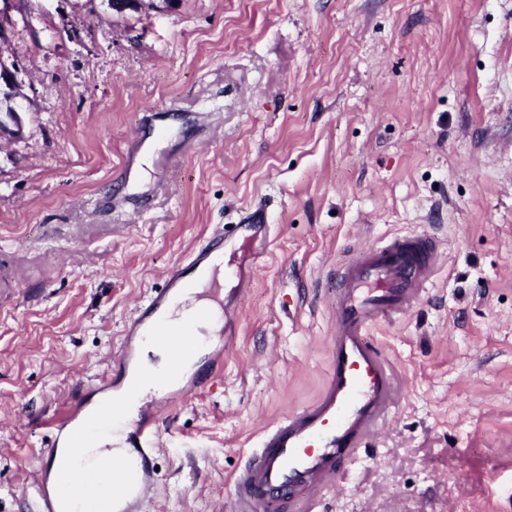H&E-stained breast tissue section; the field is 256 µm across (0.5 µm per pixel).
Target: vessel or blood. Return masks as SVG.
<instances>
[{
	"instance_id": "vessel-or-blood-1",
	"label": "vessel or blood",
	"mask_w": 512,
	"mask_h": 512,
	"mask_svg": "<svg viewBox=\"0 0 512 512\" xmlns=\"http://www.w3.org/2000/svg\"><path fill=\"white\" fill-rule=\"evenodd\" d=\"M228 237V232L216 230L197 252L164 268L162 287L137 307L128 335L166 341L174 358L185 356L192 347L193 325L175 333L165 325L176 295L217 262L235 273L239 295H246L251 284L249 275L235 270L224 252ZM446 256L444 243L436 237L393 234L358 246L355 258L333 271L336 331L327 346L325 382L314 401L263 429L245 462L230 474L236 512H315L325 493L344 484L349 465L388 422L402 391L401 378L372 330L411 311ZM134 382L174 386L184 398L198 391L197 385L181 383L176 375L145 369L137 371ZM83 410L81 399L68 402L52 421L56 432L83 438L101 431L126 433L137 458L121 485L104 478L90 486L78 461L53 474L57 449H43L44 464L32 482L36 512H138L154 475L162 413L128 423L109 405L90 420L84 419Z\"/></svg>"
}]
</instances>
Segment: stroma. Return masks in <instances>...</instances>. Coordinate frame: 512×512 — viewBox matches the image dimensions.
I'll list each match as a JSON object with an SVG mask.
<instances>
[{"label":"stroma","instance_id":"1","mask_svg":"<svg viewBox=\"0 0 512 512\" xmlns=\"http://www.w3.org/2000/svg\"><path fill=\"white\" fill-rule=\"evenodd\" d=\"M10 48L29 112L0 145V512H30L46 420L102 396L160 269L260 199L270 235L226 246L258 257L250 292L210 288L237 333L186 375L218 354L222 379L158 397L146 512H234L246 439L323 379L328 270L412 232L448 260L373 330L404 395L319 512H512V0H28ZM173 0H111L112 12L117 15L139 13L143 9L164 12L171 9Z\"/></svg>","mask_w":512,"mask_h":512}]
</instances>
